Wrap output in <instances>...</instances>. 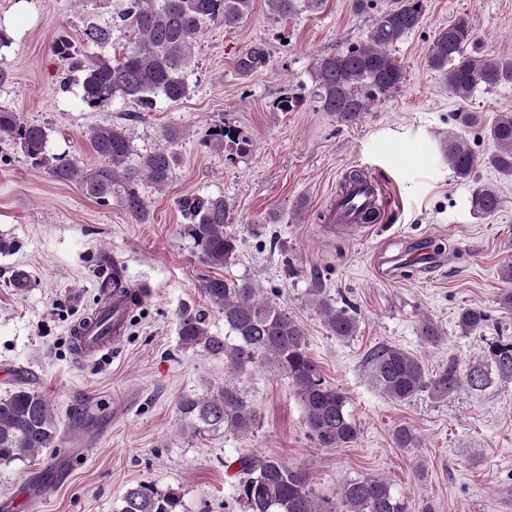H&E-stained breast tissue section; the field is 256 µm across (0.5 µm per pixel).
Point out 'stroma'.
I'll list each match as a JSON object with an SVG mask.
<instances>
[{
	"mask_svg": "<svg viewBox=\"0 0 512 512\" xmlns=\"http://www.w3.org/2000/svg\"><path fill=\"white\" fill-rule=\"evenodd\" d=\"M385 4L374 0L358 14L351 0H321L280 20L265 0H253L237 25L198 34L185 98L157 99L150 110L119 99L92 111L81 102L80 74L51 45L64 34L82 46L88 23L111 22L113 0H0V27L11 38L0 47L7 75L0 106L49 128L51 152L97 164L88 133L106 120L126 125L140 153L163 145L169 127L181 134L172 180L141 186L150 210L143 224L0 142V236L19 244L16 253L0 254V395L28 381L48 400L59 433L55 448L0 464V512H20L28 496L27 512H118L137 483L180 489L185 512H245L225 464L270 454L304 469L326 496L345 479L381 476L434 512H512V380L495 376L481 391L465 386L445 400L422 392L398 402L371 383L364 365L378 342L401 346L432 372L452 356L482 365L488 341L512 337V308L501 302L502 272L512 264V179L483 166L475 183L462 182L440 152L458 130L456 113L479 112L489 121L512 112V84L476 90L462 102L427 59L437 30L459 15L469 18L481 55L512 56V0H422V25L392 51L403 83L369 101L361 120L340 122L314 99L315 62L363 44ZM257 51L263 63L244 67ZM286 93L300 101L294 111L276 108ZM224 123L249 137L247 153L208 145L211 129ZM354 169L381 184L392 208L365 237H324L322 211ZM477 183L497 190V213L473 214ZM187 195H221L230 204L227 230L238 239L232 264L216 269L197 257L182 232L179 201ZM425 236L438 239L441 263L403 269L389 281L376 277L379 249L395 253ZM116 264L149 296L131 313L118 353L77 362L71 328L97 307L100 284ZM19 266L31 276L21 295L9 286ZM216 274L250 278L303 325L322 376L348 400L360 429L356 443L317 446L291 383L265 365L238 378L256 412L248 433L195 435L186 427L180 400L215 393L229 376L223 357L185 347L178 336L189 309L205 314L212 335H223V312L199 290ZM318 281L334 301L356 307V335L340 339L326 328L311 301ZM466 306L488 312L483 331L460 333L457 317ZM424 320L440 328V345L422 342ZM129 392L132 407L113 418V403ZM401 425L415 431V447L396 446L393 431Z\"/></svg>",
	"mask_w": 512,
	"mask_h": 512,
	"instance_id": "1",
	"label": "stroma"
}]
</instances>
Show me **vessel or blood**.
Segmentation results:
<instances>
[{
    "mask_svg": "<svg viewBox=\"0 0 512 512\" xmlns=\"http://www.w3.org/2000/svg\"><path fill=\"white\" fill-rule=\"evenodd\" d=\"M375 207L387 211L388 201L379 183L372 177H364L359 183L348 185L341 196L327 205L323 222L328 230L356 238L366 235L370 227L361 223L359 212ZM398 261L404 265H430L436 263L435 240L428 237L399 252ZM129 285L122 273H115L112 286L106 293L105 308L112 311V335H102L99 325L88 318L75 324L77 330V353L82 360L89 361L104 351L116 349L125 334L124 325L129 308Z\"/></svg>",
    "mask_w": 512,
    "mask_h": 512,
    "instance_id": "b4317fda",
    "label": "vessel or blood"
}]
</instances>
